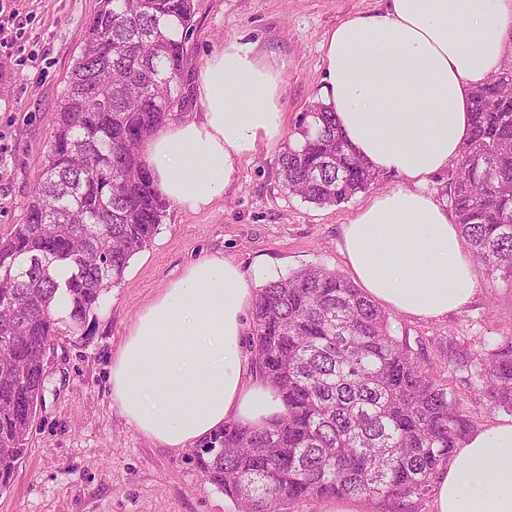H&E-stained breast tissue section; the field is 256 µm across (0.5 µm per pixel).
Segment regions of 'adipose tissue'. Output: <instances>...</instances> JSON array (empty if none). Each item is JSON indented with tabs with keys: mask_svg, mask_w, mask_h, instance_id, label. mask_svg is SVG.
I'll return each instance as SVG.
<instances>
[{
	"mask_svg": "<svg viewBox=\"0 0 512 512\" xmlns=\"http://www.w3.org/2000/svg\"><path fill=\"white\" fill-rule=\"evenodd\" d=\"M319 103L372 170L403 187L373 197L342 228L347 268L399 313L436 319L474 294L472 261L447 209L422 192L459 159L471 93L512 61V0H387L321 44ZM200 119L145 144L160 195L199 211L221 198L241 161L285 131L280 70L230 41L200 68ZM251 280L234 260L186 267L137 315L112 360L111 393L126 421L167 448L209 439L225 423L260 426L283 401L242 352ZM434 512H512V417L469 435L434 477Z\"/></svg>",
	"mask_w": 512,
	"mask_h": 512,
	"instance_id": "obj_1",
	"label": "adipose tissue"
}]
</instances>
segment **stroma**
Wrapping results in <instances>:
<instances>
[{"label": "stroma", "mask_w": 512, "mask_h": 512, "mask_svg": "<svg viewBox=\"0 0 512 512\" xmlns=\"http://www.w3.org/2000/svg\"><path fill=\"white\" fill-rule=\"evenodd\" d=\"M385 0H194V31L183 101L171 122L200 114L196 75L224 43L256 44L281 70L282 142L260 146L239 165L228 193L192 212L170 205L151 243L78 334L60 325L46 356L44 399L29 450L0 512H239L198 471L194 449L173 450L123 417L109 382L112 358L144 305L193 261L234 258L244 271L263 262L268 279L308 266L346 273L341 227L374 196L400 186L392 175L350 201L320 207L288 194L277 159L297 120L316 100L323 77L320 44L347 17ZM96 0H0V239L23 223L45 162L61 92L80 55ZM476 285L464 308L437 319L391 312L393 334L455 398L468 431L500 418L477 388L470 364L484 344L512 336V284L474 262Z\"/></svg>", "instance_id": "35a3bbf8"}]
</instances>
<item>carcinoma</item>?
Wrapping results in <instances>:
<instances>
[{"mask_svg":"<svg viewBox=\"0 0 512 512\" xmlns=\"http://www.w3.org/2000/svg\"><path fill=\"white\" fill-rule=\"evenodd\" d=\"M194 0H98L66 81L23 223L0 241V491L27 452L42 402L46 352L59 334L52 271L73 267L66 295L78 331L162 224L141 148L181 97ZM181 29L175 39L167 22ZM472 132L451 172L452 210L475 258L512 278V66L471 96ZM278 158L284 190L335 206L375 180L312 105ZM246 348L285 412L206 441L196 466L241 512L358 498L413 512L466 427L448 388L392 335L390 317L340 273L311 266L267 282ZM492 409L512 414V336L475 369Z\"/></svg>","mask_w":512,"mask_h":512,"instance_id":"carcinoma-1","label":"carcinoma"}]
</instances>
